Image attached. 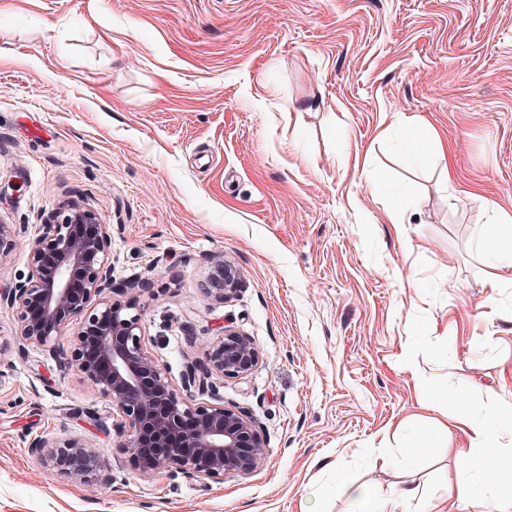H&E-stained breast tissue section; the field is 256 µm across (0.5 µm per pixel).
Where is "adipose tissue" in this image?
Masks as SVG:
<instances>
[{
    "instance_id": "ef3b65f1",
    "label": "adipose tissue",
    "mask_w": 512,
    "mask_h": 512,
    "mask_svg": "<svg viewBox=\"0 0 512 512\" xmlns=\"http://www.w3.org/2000/svg\"><path fill=\"white\" fill-rule=\"evenodd\" d=\"M487 415L484 421L466 414L457 415L453 419L469 448L464 455L466 465L469 470L478 473L490 470L500 462L502 436L499 430L493 428L492 423L498 419L512 418V401H496ZM336 489L349 493V512H395L399 500L413 498L419 492L418 487L408 486L402 488L396 498L384 499L369 489L352 490L348 477L341 472L336 475Z\"/></svg>"
}]
</instances>
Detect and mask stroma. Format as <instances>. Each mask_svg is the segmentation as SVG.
Returning a JSON list of instances; mask_svg holds the SVG:
<instances>
[{
	"instance_id": "1",
	"label": "stroma",
	"mask_w": 512,
	"mask_h": 512,
	"mask_svg": "<svg viewBox=\"0 0 512 512\" xmlns=\"http://www.w3.org/2000/svg\"><path fill=\"white\" fill-rule=\"evenodd\" d=\"M414 124L447 161L404 158ZM0 184V222L21 227L1 291L51 213L85 204L113 278L144 281L145 346L171 377L225 327L250 337L260 361L224 402L265 441L220 482L135 470L111 403L59 364L73 326L23 347L1 304L0 512H348L339 469L385 497L418 487L396 512H499L512 425L478 476L448 425L512 400V267L477 246L512 212V0H0ZM219 255L239 275L221 301ZM442 385L456 400L429 403ZM65 436L110 485L29 450Z\"/></svg>"
}]
</instances>
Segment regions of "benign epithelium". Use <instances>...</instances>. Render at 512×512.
<instances>
[{"mask_svg":"<svg viewBox=\"0 0 512 512\" xmlns=\"http://www.w3.org/2000/svg\"><path fill=\"white\" fill-rule=\"evenodd\" d=\"M15 236L13 225L0 224V260L13 251ZM109 239L108 225L93 210L79 204L59 208L31 246L28 274L0 293V302L18 310L19 340L45 347L64 326H74L64 368L91 382L112 404L114 431L134 466L144 449L162 448L147 467L174 477L218 481L253 471L265 453L260 426L245 411L225 405L219 385L256 367L259 351L248 336L226 327L208 365L188 362L173 379L145 347L134 303L118 300L132 293L136 282H113ZM216 263L224 276L210 279L206 292L222 300L237 275L223 258ZM204 395L211 402L197 401ZM30 449L76 482L109 479L106 465L79 438L37 440Z\"/></svg>","mask_w":512,"mask_h":512,"instance_id":"1","label":"benign epithelium"}]
</instances>
